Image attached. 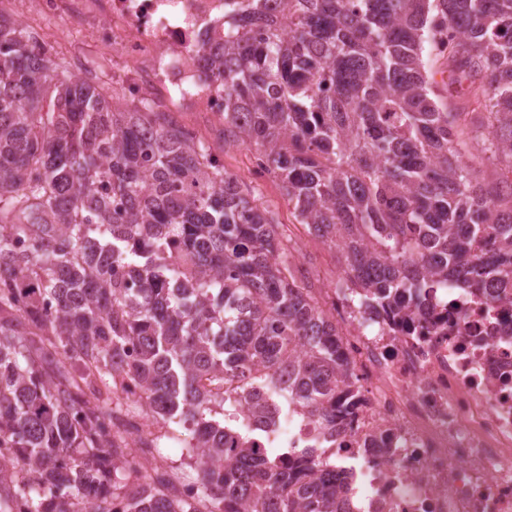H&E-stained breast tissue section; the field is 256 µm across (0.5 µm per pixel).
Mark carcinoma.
Segmentation results:
<instances>
[{
  "mask_svg": "<svg viewBox=\"0 0 512 512\" xmlns=\"http://www.w3.org/2000/svg\"><path fill=\"white\" fill-rule=\"evenodd\" d=\"M244 2L228 0L223 46H199L224 145L266 156L298 223L338 250L348 305L411 318L431 278L512 283V180L467 161L512 174V0ZM35 40L0 14V512H343L336 464L255 446L290 402L335 431L346 372L273 212L169 113L58 78ZM259 384L241 433L231 398ZM131 385L188 432L194 501L132 466L103 398Z\"/></svg>",
  "mask_w": 512,
  "mask_h": 512,
  "instance_id": "carcinoma-1",
  "label": "carcinoma"
}]
</instances>
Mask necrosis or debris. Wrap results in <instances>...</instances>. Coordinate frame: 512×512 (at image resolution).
<instances>
[{"instance_id":"necrosis-or-debris-1","label":"necrosis or debris","mask_w":512,"mask_h":512,"mask_svg":"<svg viewBox=\"0 0 512 512\" xmlns=\"http://www.w3.org/2000/svg\"><path fill=\"white\" fill-rule=\"evenodd\" d=\"M42 21L88 26L116 49L131 97L150 92L223 114L224 92L193 60L223 40L224 0H32ZM430 288L415 319L337 309L353 392L338 458L361 493L348 512H512V300ZM312 418L290 407L261 445L308 448Z\"/></svg>"}]
</instances>
